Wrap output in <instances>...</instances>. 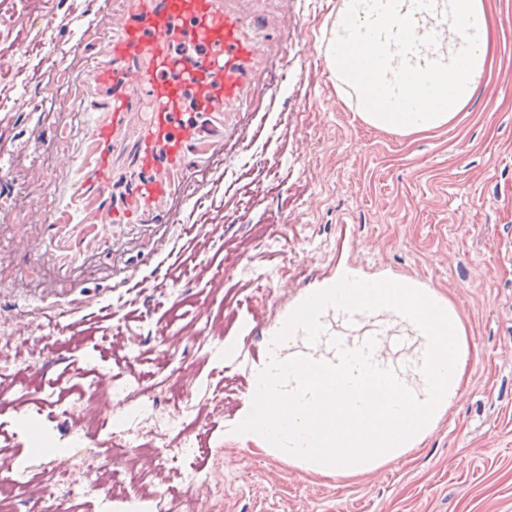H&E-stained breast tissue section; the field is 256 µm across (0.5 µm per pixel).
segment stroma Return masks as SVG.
Listing matches in <instances>:
<instances>
[{
	"label": "stroma",
	"mask_w": 512,
	"mask_h": 512,
	"mask_svg": "<svg viewBox=\"0 0 512 512\" xmlns=\"http://www.w3.org/2000/svg\"><path fill=\"white\" fill-rule=\"evenodd\" d=\"M341 0H288L296 24L276 97L250 119L254 141L230 149L222 173L182 215L153 275L156 231L132 232L103 252L89 276L100 297L79 326L40 301L0 290V369L23 391L0 407V454L27 471L21 508L49 477L45 451L69 441L60 416L87 402L101 417L119 408L99 380L124 370L152 382L174 371L173 392L207 434L192 457L219 482L211 512H512V0H481L490 45L480 83L448 124L405 135L365 123L354 91L337 88L326 60ZM83 0H0V155L28 122L19 96L39 102L55 84L47 24L72 29ZM9 223L28 221L21 173L0 170ZM217 230L195 238L187 227ZM138 273L127 287L126 271ZM350 276L419 285L460 319L465 368L456 397L426 437L362 470L329 475L284 458L264 440L235 434L248 414L253 375L271 339L315 289ZM382 357L412 368L419 342L385 321ZM142 342L128 353L123 337ZM224 392V414L207 407Z\"/></svg>",
	"instance_id": "stroma-1"
}]
</instances>
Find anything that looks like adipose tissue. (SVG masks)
<instances>
[{
  "instance_id": "ef3b65f1",
  "label": "adipose tissue",
  "mask_w": 512,
  "mask_h": 512,
  "mask_svg": "<svg viewBox=\"0 0 512 512\" xmlns=\"http://www.w3.org/2000/svg\"><path fill=\"white\" fill-rule=\"evenodd\" d=\"M369 31L364 54L376 95L357 89L361 116L370 125L405 134L445 125L468 103L483 72L487 21L480 0H342L334 42L353 28ZM409 101L414 121L403 122L389 104Z\"/></svg>"
}]
</instances>
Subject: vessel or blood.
I'll use <instances>...</instances> for the list:
<instances>
[{"instance_id": "1", "label": "vessel or blood", "mask_w": 512, "mask_h": 512, "mask_svg": "<svg viewBox=\"0 0 512 512\" xmlns=\"http://www.w3.org/2000/svg\"><path fill=\"white\" fill-rule=\"evenodd\" d=\"M272 2L92 0L75 37L52 33L71 91L46 94L53 130L29 119L7 164L31 175L18 244L62 283L56 312L86 311L91 261L129 227L179 223L227 146L247 141L249 112L285 80L275 60L288 14Z\"/></svg>"}]
</instances>
